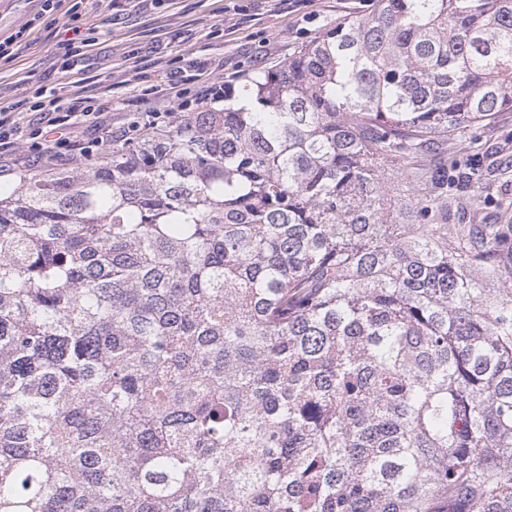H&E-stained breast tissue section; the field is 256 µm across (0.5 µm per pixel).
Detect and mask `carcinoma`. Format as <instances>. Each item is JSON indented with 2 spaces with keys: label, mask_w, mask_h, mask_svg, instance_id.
I'll list each match as a JSON object with an SVG mask.
<instances>
[{
  "label": "carcinoma",
  "mask_w": 512,
  "mask_h": 512,
  "mask_svg": "<svg viewBox=\"0 0 512 512\" xmlns=\"http://www.w3.org/2000/svg\"><path fill=\"white\" fill-rule=\"evenodd\" d=\"M0 191V512H512V233L438 224L512 0H378Z\"/></svg>",
  "instance_id": "1"
}]
</instances>
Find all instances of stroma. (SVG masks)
Segmentation results:
<instances>
[{"label":"stroma","mask_w":512,"mask_h":512,"mask_svg":"<svg viewBox=\"0 0 512 512\" xmlns=\"http://www.w3.org/2000/svg\"><path fill=\"white\" fill-rule=\"evenodd\" d=\"M376 6L377 0H115L111 8L86 6L76 32L57 13L16 45L13 58L0 59V108L39 124L44 117L30 110L28 93L52 88L66 111L76 110L79 98L96 97L107 107L103 120L117 130L161 108L169 83H178L188 101L203 73L241 86L242 76L287 62L338 20ZM83 36L94 43L81 55ZM448 158L487 175L486 187L449 191L452 200L477 199L475 209H449V229L512 224V112L449 141Z\"/></svg>","instance_id":"35a3bbf8"}]
</instances>
